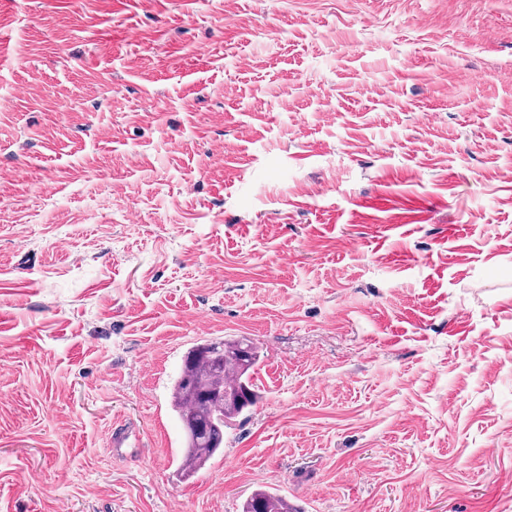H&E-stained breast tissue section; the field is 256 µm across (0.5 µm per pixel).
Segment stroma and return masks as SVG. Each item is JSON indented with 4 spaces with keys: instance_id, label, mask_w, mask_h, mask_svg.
<instances>
[{
    "instance_id": "stroma-1",
    "label": "stroma",
    "mask_w": 512,
    "mask_h": 512,
    "mask_svg": "<svg viewBox=\"0 0 512 512\" xmlns=\"http://www.w3.org/2000/svg\"><path fill=\"white\" fill-rule=\"evenodd\" d=\"M0 44V512H512V0H0ZM227 336L260 398L187 479ZM261 358L257 346L237 337L197 344L185 356L171 392V405L184 430L179 461L183 477L193 476L212 460L224 443V427L256 404L254 381ZM242 512H299L285 496L276 492L256 490L245 499Z\"/></svg>"
}]
</instances>
